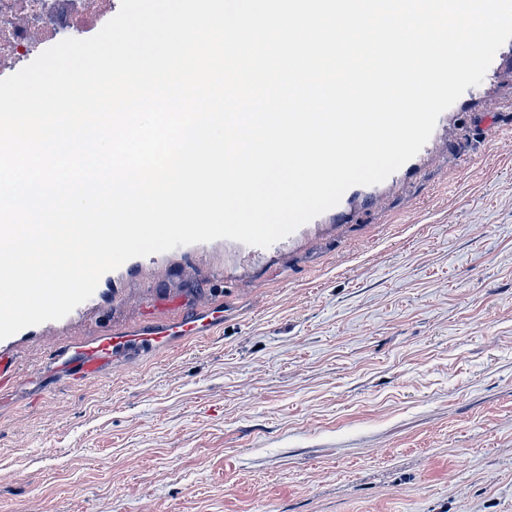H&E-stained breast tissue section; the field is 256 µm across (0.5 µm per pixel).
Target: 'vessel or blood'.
<instances>
[{
  "label": "vessel or blood",
  "instance_id": "vessel-or-blood-1",
  "mask_svg": "<svg viewBox=\"0 0 512 512\" xmlns=\"http://www.w3.org/2000/svg\"><path fill=\"white\" fill-rule=\"evenodd\" d=\"M223 323V303L207 298L189 312L148 319L137 328L100 334L87 343L57 346L53 360L60 373L93 379L101 375L104 366L129 369L143 355L211 335ZM11 344V339L0 340V392L13 388L21 371L19 359L10 350Z\"/></svg>",
  "mask_w": 512,
  "mask_h": 512
}]
</instances>
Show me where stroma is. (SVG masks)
Segmentation results:
<instances>
[{
  "label": "stroma",
  "instance_id": "stroma-1",
  "mask_svg": "<svg viewBox=\"0 0 512 512\" xmlns=\"http://www.w3.org/2000/svg\"><path fill=\"white\" fill-rule=\"evenodd\" d=\"M18 337L0 512H512V40L385 181L267 248L133 258ZM224 304L213 335L66 379L56 345Z\"/></svg>",
  "mask_w": 512,
  "mask_h": 512
}]
</instances>
